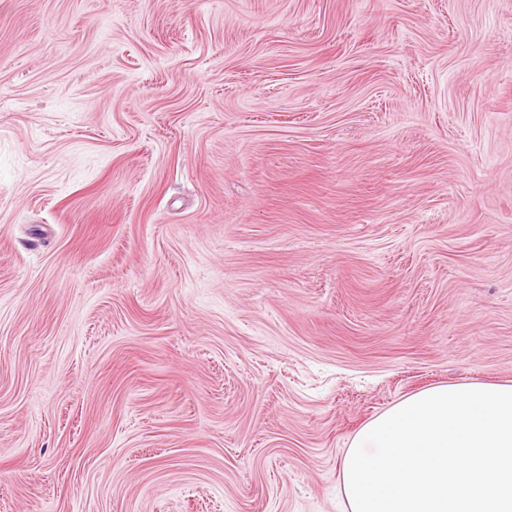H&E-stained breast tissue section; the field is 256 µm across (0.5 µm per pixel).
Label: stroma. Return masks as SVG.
I'll return each instance as SVG.
<instances>
[{"label":"stroma","instance_id":"1","mask_svg":"<svg viewBox=\"0 0 512 512\" xmlns=\"http://www.w3.org/2000/svg\"><path fill=\"white\" fill-rule=\"evenodd\" d=\"M505 381L512 0H0V512H349Z\"/></svg>","mask_w":512,"mask_h":512}]
</instances>
